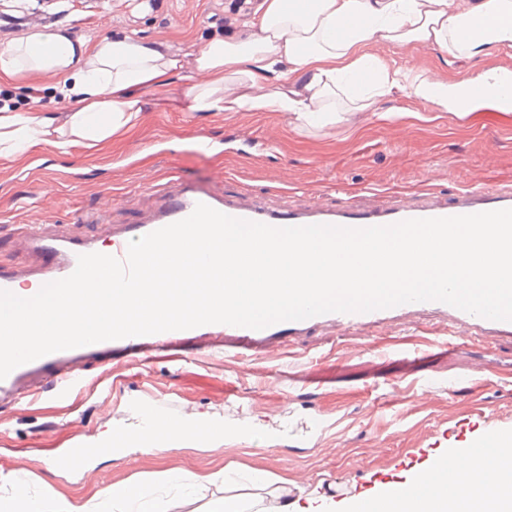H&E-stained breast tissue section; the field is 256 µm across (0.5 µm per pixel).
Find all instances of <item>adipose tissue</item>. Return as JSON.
<instances>
[{"instance_id":"ef3b65f1","label":"adipose tissue","mask_w":512,"mask_h":512,"mask_svg":"<svg viewBox=\"0 0 512 512\" xmlns=\"http://www.w3.org/2000/svg\"><path fill=\"white\" fill-rule=\"evenodd\" d=\"M236 39L215 38L194 62L206 83L186 93L195 112H287L295 121L323 126L336 120L337 94L352 107L349 116L382 98L404 93L431 102L437 111L459 117L495 106L512 111V70L489 68L477 79H437L430 73L381 62L377 49L426 46L470 58L512 50V0H314L311 10H288L285 0H263L259 12L242 23ZM54 44L58 53L39 48ZM179 66L177 56L133 35L72 42L45 27L0 47V73L54 78L73 104L62 125L41 112L0 107V156L35 154L52 145L66 154L81 146L97 148L113 134L135 126L142 112L136 92L164 86ZM287 69L289 89L268 86L271 75ZM137 430L112 434L100 448L72 455L74 467H89L98 454L125 456L157 449L162 440L223 434L217 421L161 427L144 412ZM0 512H82L64 498L28 496L22 481L0 499Z\"/></svg>"}]
</instances>
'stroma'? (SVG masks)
I'll list each match as a JSON object with an SVG mask.
<instances>
[{"instance_id": "stroma-1", "label": "stroma", "mask_w": 512, "mask_h": 512, "mask_svg": "<svg viewBox=\"0 0 512 512\" xmlns=\"http://www.w3.org/2000/svg\"><path fill=\"white\" fill-rule=\"evenodd\" d=\"M46 13L47 24L76 40L137 32L179 56L181 66L166 88L142 90L137 126L97 149L77 146L62 155L47 145L31 156L0 158L1 264H40V257L17 245L30 224L83 239L100 224L121 230L139 223L174 179L230 200L292 209L316 203L383 208L395 195L416 192L426 170L446 201L471 184L512 188V112L488 107L460 118L402 93L381 101L379 114L362 113L353 128L341 122L297 127L283 112L191 111L184 90L195 82L194 53L217 33L242 35L238 0H155L143 12L132 0H71L67 14L53 7ZM378 53L385 64L447 79L512 69V51L451 59L409 45L382 46ZM0 103L60 120L70 110L52 83L36 74L0 77ZM283 181L288 192L280 197L274 189ZM373 187L379 190L374 197ZM283 342V353H253L246 373L232 361L199 365L192 348L180 358L146 364L117 351L92 363L69 397L47 387L0 408V497L10 493L12 460L22 455L30 495L47 492L90 512H113L102 496L105 487L143 485L153 473L173 468L198 474L228 468L238 480L190 498L156 487L166 512H207L212 499L227 493L265 502L276 494L309 512L323 481L352 495L379 477H410L448 446L470 445L488 421L512 426L510 338L459 339L438 318L421 314L357 334L316 327ZM478 363L482 374L448 389ZM428 383L434 389L426 394ZM188 405L197 418L223 421L229 437L105 455L83 470L56 463L68 449L134 430L141 409L173 420ZM315 411L321 424L310 419ZM244 426L248 435L233 439V430ZM305 472L315 487L297 486ZM254 473L266 475L268 486L253 485Z\"/></svg>"}]
</instances>
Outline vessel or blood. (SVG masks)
I'll list each match as a JSON object with an SVG mask.
<instances>
[{
  "mask_svg": "<svg viewBox=\"0 0 512 512\" xmlns=\"http://www.w3.org/2000/svg\"><path fill=\"white\" fill-rule=\"evenodd\" d=\"M199 203L231 217L273 227L323 224L364 228L408 219L512 209V188L469 186L459 191L453 204L446 205L440 202L435 185L426 180L412 196L397 197L393 205L386 209L356 211L348 207L334 209L317 204L304 210L292 211L229 201L216 193L196 191L175 181L168 188L159 210L142 223L124 230L104 229L103 239L99 242L60 238L46 226H28L19 240L20 247L50 255L51 260L35 271L1 265L0 290L13 292L25 284H47L66 278L74 272L79 255L99 252L101 245L104 244L108 245L110 256L125 259L129 241L188 217ZM419 312L446 317L454 333L460 336L481 333L512 338V322L485 319L437 301L407 303L368 313H328L301 321L279 322L261 330L226 324H208L189 330L104 341L48 354L15 368L6 378L0 380V407L15 402L24 392L42 387L43 372L49 366L55 369L54 389H57L59 394H66L90 362L102 359L115 350H133L150 358L161 352L175 350L189 340L205 344L231 342L235 345V356L245 362L248 361L253 348L280 345L283 337L300 336L316 326H329L346 332L363 331L373 325L388 324L403 316ZM474 460L473 448L448 449L447 452L435 457L425 470L416 472L411 482L382 483L371 496L351 498L349 506L352 512H381L385 504L409 498L416 486L428 483L438 473L446 474L452 481L467 478L470 494L475 497L484 496L497 487L499 475L496 471L488 469L472 472L471 465Z\"/></svg>",
  "mask_w": 512,
  "mask_h": 512,
  "instance_id": "b4317fda",
  "label": "vessel or blood"
}]
</instances>
